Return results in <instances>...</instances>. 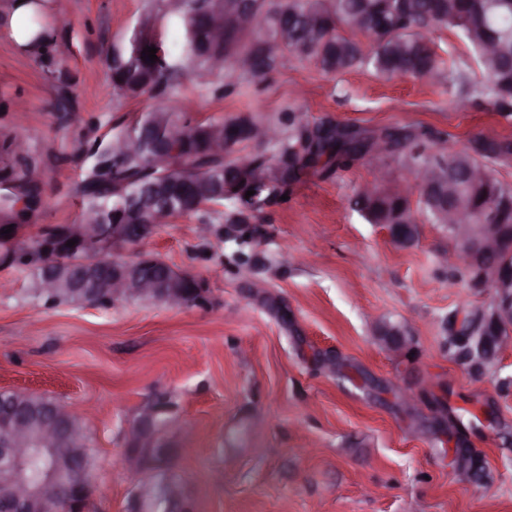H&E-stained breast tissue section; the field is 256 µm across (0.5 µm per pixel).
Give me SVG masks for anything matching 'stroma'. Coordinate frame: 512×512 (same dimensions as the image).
I'll list each match as a JSON object with an SVG mask.
<instances>
[{"instance_id": "stroma-1", "label": "stroma", "mask_w": 512, "mask_h": 512, "mask_svg": "<svg viewBox=\"0 0 512 512\" xmlns=\"http://www.w3.org/2000/svg\"><path fill=\"white\" fill-rule=\"evenodd\" d=\"M156 3L67 0L66 28L46 13L54 42L70 48L62 67L21 50L0 22V133L22 141L43 171L34 228L77 223L84 149L168 99L198 121L251 114L273 122L292 107L366 126L422 125L448 133L454 150L478 134L512 136L485 100L413 77L326 74L290 55L231 94L215 91L225 77L190 73L164 97L119 95L104 56ZM61 100L71 109L66 121ZM372 177L364 162L297 185L260 214L243 268L218 215L206 227L197 215L160 227L145 248L202 280L198 306L52 302L35 295L27 267L0 268V388L48 396L79 416L97 459L90 512H123L135 482L120 464L124 433L161 394L194 431L176 440L174 466L195 512H512V435L469 432L487 471L473 484L387 393L436 374L451 385V415L467 423L491 408L512 425V349L478 377L444 345L443 319L487 301L489 290L449 275L441 264L448 235L438 227L423 225L403 248L355 212L350 199ZM255 281L280 294L287 320L250 297ZM383 319L415 336L410 361L374 343ZM323 352L354 371L321 368Z\"/></svg>"}]
</instances>
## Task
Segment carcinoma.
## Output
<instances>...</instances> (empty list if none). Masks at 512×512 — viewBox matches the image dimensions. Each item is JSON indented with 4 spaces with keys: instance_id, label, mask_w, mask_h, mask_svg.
<instances>
[{
    "instance_id": "obj_1",
    "label": "carcinoma",
    "mask_w": 512,
    "mask_h": 512,
    "mask_svg": "<svg viewBox=\"0 0 512 512\" xmlns=\"http://www.w3.org/2000/svg\"><path fill=\"white\" fill-rule=\"evenodd\" d=\"M257 17L244 30L233 31L221 42L227 77L258 78L273 70L280 56L290 54L315 63L326 74L354 68L368 70L391 79L411 75L432 78L448 74V88L463 93L468 87L484 98L503 120L512 122V0H256ZM192 0H161V7L140 15L130 36L120 48L106 56L113 89L121 95L158 92L180 84L187 71L208 70L199 52V37L209 30L195 29ZM180 35L179 46H166L168 28ZM445 28L473 52L481 78L471 80L454 59H445L421 34L423 30ZM492 31L500 49L491 54L481 35ZM151 34L162 48L153 62L145 63L136 46ZM248 59L252 68L243 71L239 59ZM263 122L252 115L227 121L194 122L173 104L157 107L140 116L132 125L97 142L87 152L91 159L78 186L83 208L80 220L99 218L104 224H119L125 216L144 224L136 206L148 203L164 208L172 219L195 215L216 205L225 208L226 229L237 231L241 241L234 253L237 266L251 263L245 248L257 242L252 222L263 203L292 190L307 177L328 179L344 171L370 153L375 139L389 144L386 157L399 161L410 175L415 167L436 169L452 184V198L470 224L487 221L488 204L512 186L494 178L486 162L512 159V139L477 135L464 150L442 146L444 134L420 125L366 127L331 118L309 120L293 108L280 113L271 141L252 140L254 126ZM229 133L224 155L209 150L210 138ZM131 136L142 141L141 151L125 154L114 144ZM16 139L0 140V225H27L43 203L37 182L36 162L12 150ZM173 152L168 173L151 165L156 150ZM248 151L252 167L242 170L235 153ZM473 169L484 180L470 178ZM255 194L245 197L246 191ZM417 200L410 186L393 181L381 183L372 197L354 194L352 208L370 224L399 225L401 246L419 238V223L426 221L448 230L444 211L435 205L427 188L418 187ZM171 272L158 261L144 266V278L163 282ZM48 300L88 301L90 297L62 288L55 293L39 292ZM404 335L402 324L383 320L373 339L394 343ZM467 468L461 474L480 483L485 477L482 458L467 449ZM153 494L147 512H173L175 488L183 485L170 459H154L148 467Z\"/></svg>"
}]
</instances>
